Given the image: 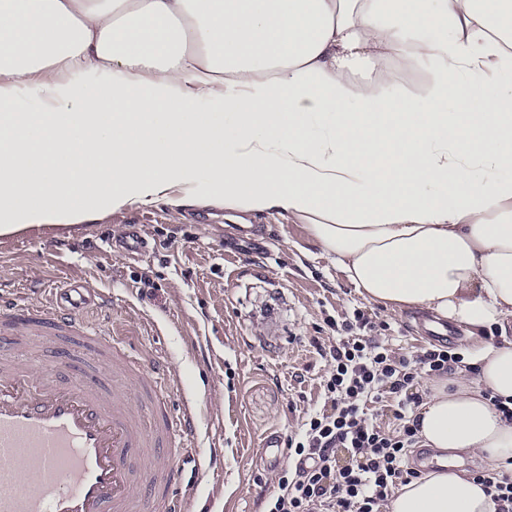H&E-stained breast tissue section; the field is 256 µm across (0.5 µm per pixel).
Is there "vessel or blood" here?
Segmentation results:
<instances>
[{"label":"vessel or blood","mask_w":512,"mask_h":512,"mask_svg":"<svg viewBox=\"0 0 512 512\" xmlns=\"http://www.w3.org/2000/svg\"><path fill=\"white\" fill-rule=\"evenodd\" d=\"M92 303L112 298L76 285L53 303L0 293V512H190L181 464L201 456L196 410L172 413L168 373L146 374L124 337L81 317ZM28 343L56 364L25 362ZM258 453L280 463L281 437Z\"/></svg>","instance_id":"1"}]
</instances>
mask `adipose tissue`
<instances>
[{
  "mask_svg": "<svg viewBox=\"0 0 512 512\" xmlns=\"http://www.w3.org/2000/svg\"><path fill=\"white\" fill-rule=\"evenodd\" d=\"M163 200L288 215L369 300L498 330L386 505L496 512L459 463L512 469V0H0V235Z\"/></svg>",
  "mask_w": 512,
  "mask_h": 512,
  "instance_id": "1",
  "label": "adipose tissue"
}]
</instances>
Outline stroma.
<instances>
[{"instance_id":"obj_1","label":"stroma","mask_w":512,"mask_h":512,"mask_svg":"<svg viewBox=\"0 0 512 512\" xmlns=\"http://www.w3.org/2000/svg\"><path fill=\"white\" fill-rule=\"evenodd\" d=\"M131 224L146 255L117 245ZM68 277L111 294V315L89 305L83 316L131 337L145 367L167 361L175 408L198 407V440L217 460L184 472L191 512H265L279 470L259 467L256 450L268 433H294L320 405L323 351L337 336L327 319L363 310L400 354L430 343L416 311L365 299L304 225L277 213L160 202L0 236V281L40 288L50 301Z\"/></svg>"}]
</instances>
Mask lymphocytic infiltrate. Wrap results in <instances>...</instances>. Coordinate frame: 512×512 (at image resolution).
<instances>
[{
  "label": "lymphocytic infiltrate",
  "instance_id": "f902f5d3",
  "mask_svg": "<svg viewBox=\"0 0 512 512\" xmlns=\"http://www.w3.org/2000/svg\"><path fill=\"white\" fill-rule=\"evenodd\" d=\"M374 322L362 310L343 321L329 350L323 405L288 438L292 465L278 479L267 512H383L392 489L417 477L408 455L417 447L413 387L459 363L442 345L396 354L373 337ZM394 401V428L382 426L370 404Z\"/></svg>",
  "mask_w": 512,
  "mask_h": 512
}]
</instances>
